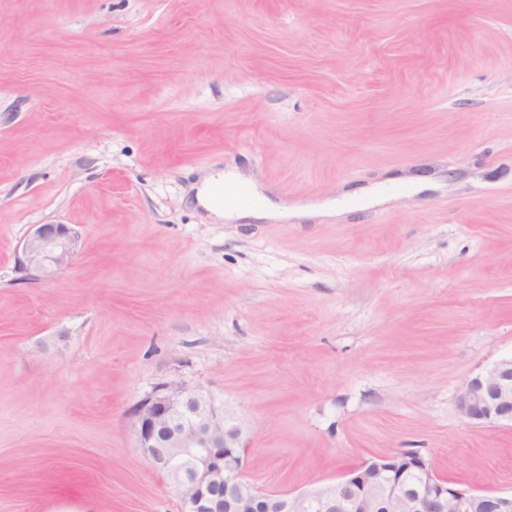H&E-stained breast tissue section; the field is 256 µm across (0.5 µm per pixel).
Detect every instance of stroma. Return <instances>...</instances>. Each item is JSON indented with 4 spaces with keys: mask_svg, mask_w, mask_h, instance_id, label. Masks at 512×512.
<instances>
[{
    "mask_svg": "<svg viewBox=\"0 0 512 512\" xmlns=\"http://www.w3.org/2000/svg\"><path fill=\"white\" fill-rule=\"evenodd\" d=\"M229 168L305 216L215 220ZM510 355L512 0H0V512H184L128 417L164 382L267 491L417 449L510 494L455 403ZM78 242L68 224H35L19 246L18 269L35 283L53 280L77 253Z\"/></svg>",
    "mask_w": 512,
    "mask_h": 512,
    "instance_id": "35a3bbf8",
    "label": "stroma"
}]
</instances>
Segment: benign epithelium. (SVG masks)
Listing matches in <instances>:
<instances>
[{"mask_svg": "<svg viewBox=\"0 0 512 512\" xmlns=\"http://www.w3.org/2000/svg\"><path fill=\"white\" fill-rule=\"evenodd\" d=\"M68 224H35L17 253L18 269L35 283L55 279L78 250ZM456 406L481 426L512 425V356L469 378ZM141 454L163 472L185 512H512V494H472L440 483L428 459L413 450L361 462L336 482L298 493L267 492L246 480L243 430L200 388L165 382L132 408ZM421 485L413 489L408 479Z\"/></svg>", "mask_w": 512, "mask_h": 512, "instance_id": "7a95c632", "label": "benign epithelium"}]
</instances>
